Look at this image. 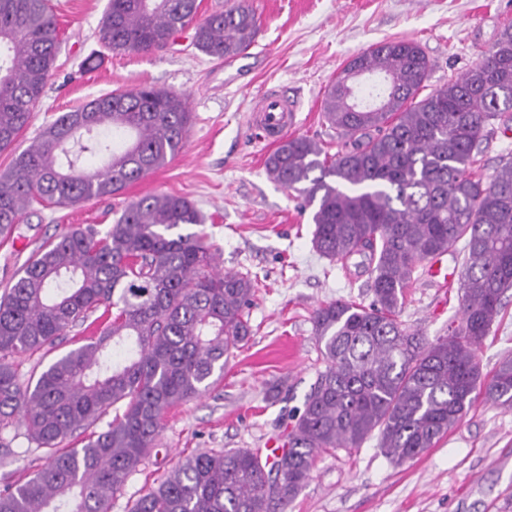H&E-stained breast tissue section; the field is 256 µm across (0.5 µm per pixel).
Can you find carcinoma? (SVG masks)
Segmentation results:
<instances>
[{"instance_id": "obj_1", "label": "carcinoma", "mask_w": 512, "mask_h": 512, "mask_svg": "<svg viewBox=\"0 0 512 512\" xmlns=\"http://www.w3.org/2000/svg\"><path fill=\"white\" fill-rule=\"evenodd\" d=\"M197 0H109L99 27L109 52L162 49L193 27L191 45L216 59L255 42L242 2L195 22ZM61 47L47 0H0V150L28 125ZM387 80L365 111L352 66ZM432 63L419 44H375L336 74L322 116L329 154L289 136L268 177L313 208V248L366 261L373 299L317 308L325 362L271 461L247 448L185 458L130 512H287L322 451L354 449L373 432L392 461L435 446L479 396L512 408V358L482 374L477 351L512 288V158L485 178L483 145L512 120V27L448 85L419 91ZM187 98L153 85L116 89L46 124L0 174V235L29 209L111 197L166 166L186 146ZM100 158L96 167L86 166ZM194 203L161 193L128 202L100 230L78 226L42 244L0 296V427L21 416L44 463L0 490V512H110L112 498L155 447L164 414L202 396L251 335L247 272L213 271L216 249ZM463 253L452 333L428 342L398 319L420 263ZM101 311L93 336L22 384L11 359L46 346ZM112 415L106 427H93ZM80 448H60L78 431Z\"/></svg>"}]
</instances>
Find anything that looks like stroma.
I'll use <instances>...</instances> for the list:
<instances>
[{
	"label": "stroma",
	"mask_w": 512,
	"mask_h": 512,
	"mask_svg": "<svg viewBox=\"0 0 512 512\" xmlns=\"http://www.w3.org/2000/svg\"><path fill=\"white\" fill-rule=\"evenodd\" d=\"M256 11L255 44L233 66L195 49L189 36L150 53H108L98 29L108 0H49L65 33L62 49L30 123L14 147L0 151V173L46 123L116 88L144 84L183 93L194 115L184 150L167 166L120 194L65 208H38L0 237V294L44 242L71 228L106 227L127 202L170 193L194 202L204 231L227 270L250 272L258 288L247 314L252 333L203 396L170 409L158 446L112 500L132 502L186 456L213 449L284 444L324 363L313 310L339 299L370 303L362 268L321 257L311 245V212L265 170L271 146L249 123L257 98L278 91L298 105L293 132L336 150V132L322 118L324 94L345 63L390 39L417 42L432 63L426 92L443 88L488 51L512 25V0H247ZM459 281L437 285L419 276L400 319L434 341L460 315ZM83 326L54 348L14 359L21 382L75 345ZM512 357V289L478 351L483 373ZM10 450L0 457V487L24 481L43 462L22 419L0 432ZM288 512H512V409L477 400L433 448L396 464L377 437L359 448L321 453Z\"/></svg>",
	"instance_id": "obj_1"
}]
</instances>
